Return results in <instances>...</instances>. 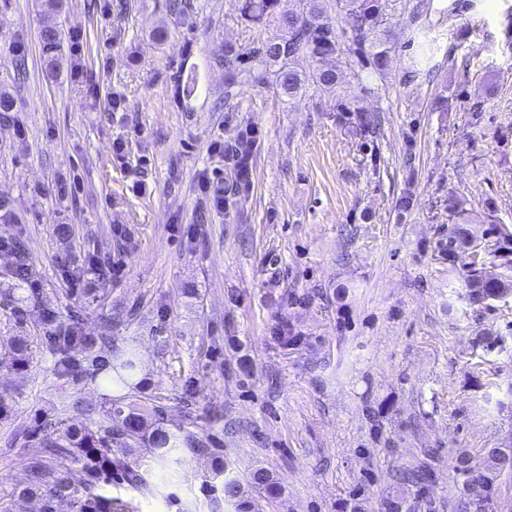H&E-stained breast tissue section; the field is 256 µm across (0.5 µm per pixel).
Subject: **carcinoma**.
<instances>
[{
  "label": "carcinoma",
  "mask_w": 512,
  "mask_h": 512,
  "mask_svg": "<svg viewBox=\"0 0 512 512\" xmlns=\"http://www.w3.org/2000/svg\"><path fill=\"white\" fill-rule=\"evenodd\" d=\"M348 43L339 39L331 19L320 0H243L242 19L251 24L274 21L283 32L277 39L262 41L245 51L230 46L224 53V71L228 78L226 99L231 100L237 90L250 83L273 79L279 93L293 97L309 84L333 93L340 85V76L331 59L348 50L360 55L376 73L386 69L391 29L381 14L379 0H346ZM45 19L41 38L49 54L48 70L56 66L55 55L61 49L64 32L53 21V3L45 4ZM309 58L314 67L300 70L296 62ZM355 133L375 135L381 130V117L365 112L351 113ZM461 212L448 205V219L453 228L448 240V266L463 271L468 300L483 304L497 300L512 291V275L489 276L485 270L490 257L502 260V266L512 271V231L493 228L496 238L477 242L476 237L457 220ZM16 254L15 263L6 270L5 278L12 286L0 292V299L12 304L34 305L39 301L37 289H18L32 278L23 243L11 242ZM47 351L55 359V372L60 379L72 376L68 353L80 348L90 361L88 375L103 376L108 390L118 392L140 387L138 354L133 347L112 345L110 327H104L100 336H85L79 323L72 320L62 325L56 315H44ZM32 359L30 339L13 336L8 349L0 353V372L8 376L23 372ZM85 417L83 423L71 422L69 415ZM32 436L38 439L40 452L30 458L23 477L15 485L13 495L21 499L41 501V512H57V505L69 503L75 512H127L129 506L96 492L99 479L121 475L130 485L143 493L152 491L151 485L140 473L136 463L128 460L137 448L148 451L155 464L164 466L178 453L206 451L207 436L181 430L171 431L156 404L142 405L136 401H116L108 406L92 407L69 390L61 396L60 408L53 415L42 414L36 421ZM468 459L458 456L454 470L462 478V492L457 508L460 512H485L497 478L512 472V444L490 448L484 468L470 472ZM401 480L416 488L423 497L427 485L435 480L434 470L420 465L405 471ZM262 491L274 497L280 493L273 473L264 466L250 472L247 485L236 479H224V499L234 503L235 512H249L251 501L245 488ZM383 512H410L405 492L398 491L385 498Z\"/></svg>",
  "instance_id": "1"
}]
</instances>
